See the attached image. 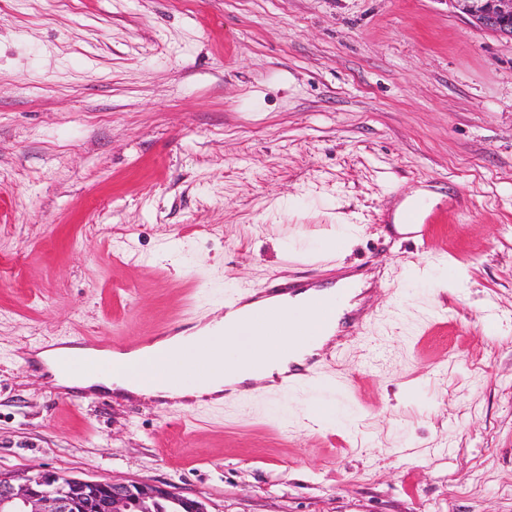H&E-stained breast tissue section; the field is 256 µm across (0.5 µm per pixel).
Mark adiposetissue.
I'll use <instances>...</instances> for the list:
<instances>
[{
	"instance_id": "1",
	"label": "adipose tissue",
	"mask_w": 512,
	"mask_h": 512,
	"mask_svg": "<svg viewBox=\"0 0 512 512\" xmlns=\"http://www.w3.org/2000/svg\"><path fill=\"white\" fill-rule=\"evenodd\" d=\"M325 342L322 335L303 340L289 331L282 338L284 354L271 355L263 336L251 326L248 309L243 308L197 330L166 337L127 354L114 355L109 370L103 373L85 375L64 371L52 350L41 351L40 356L55 378L68 386H102L138 396L201 400L220 398L228 385L275 381L282 374L289 354L306 348L317 350ZM169 357L187 365L201 359L206 367L189 382L176 387L161 369Z\"/></svg>"
}]
</instances>
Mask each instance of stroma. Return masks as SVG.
<instances>
[{
	"instance_id": "1",
	"label": "stroma",
	"mask_w": 512,
	"mask_h": 512,
	"mask_svg": "<svg viewBox=\"0 0 512 512\" xmlns=\"http://www.w3.org/2000/svg\"><path fill=\"white\" fill-rule=\"evenodd\" d=\"M347 271L336 389L81 402L28 351ZM41 468L207 512H512V41L450 0H0V470Z\"/></svg>"
}]
</instances>
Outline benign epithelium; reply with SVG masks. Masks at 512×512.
<instances>
[{
    "label": "benign epithelium",
    "mask_w": 512,
    "mask_h": 512,
    "mask_svg": "<svg viewBox=\"0 0 512 512\" xmlns=\"http://www.w3.org/2000/svg\"><path fill=\"white\" fill-rule=\"evenodd\" d=\"M470 22L512 40V0H450ZM0 512H207L203 503L146 482H100L52 469L0 471Z\"/></svg>",
    "instance_id": "7a95c632"
}]
</instances>
